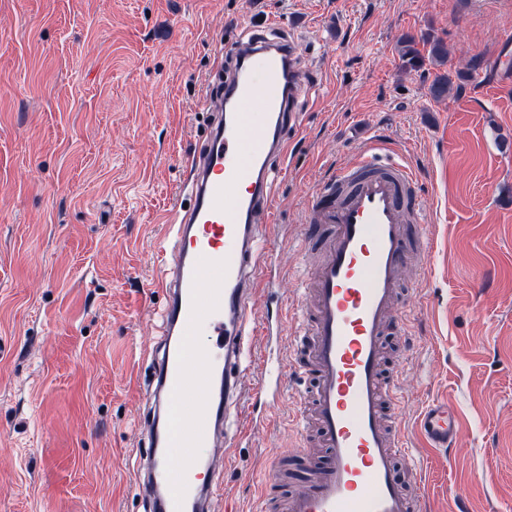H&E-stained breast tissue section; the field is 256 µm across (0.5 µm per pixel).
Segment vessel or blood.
Listing matches in <instances>:
<instances>
[{"label":"vessel or blood","instance_id":"b4317fda","mask_svg":"<svg viewBox=\"0 0 512 512\" xmlns=\"http://www.w3.org/2000/svg\"><path fill=\"white\" fill-rule=\"evenodd\" d=\"M224 50L240 65L204 147L184 159L178 198L163 218L155 285L165 294L164 339L152 355L143 428L150 451L135 489L156 512H208L223 487L195 481L194 473L216 470L215 448L237 446L228 424L269 396L271 381L300 372L312 384L294 397L302 439L293 455L307 461L317 446L325 460L285 499L262 495L261 512H424L420 482H406L396 468L408 442L383 349L402 273L432 247L419 173L375 159L369 145L353 165L321 180L301 240L305 286L294 305L301 322L292 349L276 368L261 366L246 391L254 343L274 334L269 322L253 328L249 310L271 283L273 263L261 242L271 228L274 175L290 152L286 131L302 120V47L293 36L243 34ZM412 233L419 238L414 254ZM419 429L430 447H449L458 413L431 403Z\"/></svg>","mask_w":512,"mask_h":512}]
</instances>
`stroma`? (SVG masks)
<instances>
[{"mask_svg":"<svg viewBox=\"0 0 512 512\" xmlns=\"http://www.w3.org/2000/svg\"><path fill=\"white\" fill-rule=\"evenodd\" d=\"M297 30L309 92L275 182V296L299 294L306 206L370 141L421 175L432 249L400 299L414 338L398 389L425 512H512V86L483 69L436 99L435 76L492 60L512 0H0V512H152L134 474L148 442L153 281L162 217L197 149L217 49L244 28ZM448 59L436 64L432 38ZM412 39L415 65L399 42ZM258 405L219 474L254 512L259 455L299 442L293 394ZM460 414L424 447L423 409ZM419 429L430 448H449L458 434V413L448 402H433L421 413Z\"/></svg>","mask_w":512,"mask_h":512,"instance_id":"1","label":"stroma"}]
</instances>
